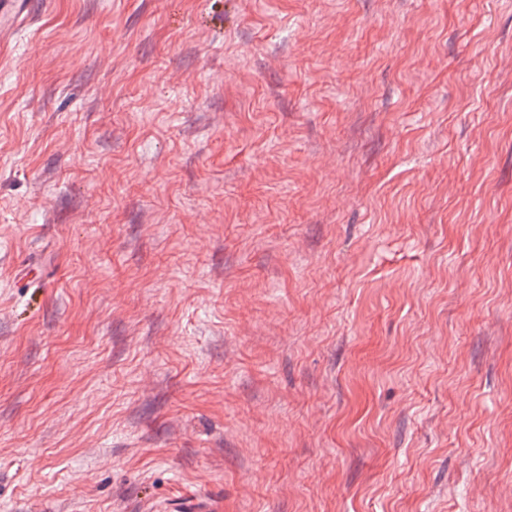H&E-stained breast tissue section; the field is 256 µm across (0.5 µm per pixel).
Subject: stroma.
I'll list each match as a JSON object with an SVG mask.
<instances>
[{
	"instance_id": "stroma-1",
	"label": "stroma",
	"mask_w": 512,
	"mask_h": 512,
	"mask_svg": "<svg viewBox=\"0 0 512 512\" xmlns=\"http://www.w3.org/2000/svg\"><path fill=\"white\" fill-rule=\"evenodd\" d=\"M512 512V0H37L0 56V512Z\"/></svg>"
}]
</instances>
